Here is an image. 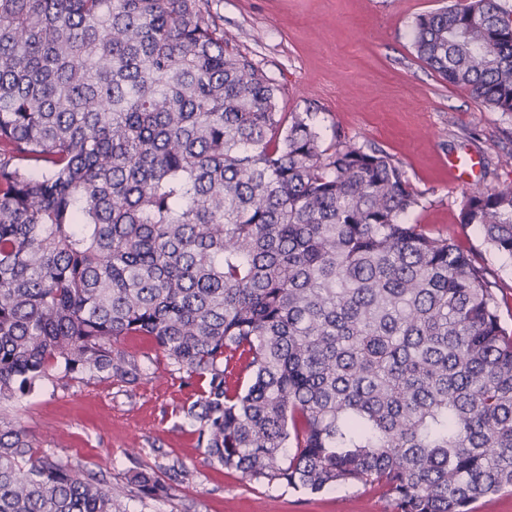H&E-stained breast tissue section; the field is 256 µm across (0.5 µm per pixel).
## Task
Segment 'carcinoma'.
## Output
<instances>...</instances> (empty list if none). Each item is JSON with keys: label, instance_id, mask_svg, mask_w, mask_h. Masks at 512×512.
<instances>
[{"label": "carcinoma", "instance_id": "obj_1", "mask_svg": "<svg viewBox=\"0 0 512 512\" xmlns=\"http://www.w3.org/2000/svg\"><path fill=\"white\" fill-rule=\"evenodd\" d=\"M417 59L512 114V4L449 0ZM384 150L321 147L209 0H0V402L54 375L187 387L206 458L260 484L377 486L395 512L512 488V333L495 285L404 218ZM459 221L512 258V185ZM144 498L170 486L138 471ZM0 418V512H116Z\"/></svg>", "mask_w": 512, "mask_h": 512}]
</instances>
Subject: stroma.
<instances>
[{
	"mask_svg": "<svg viewBox=\"0 0 512 512\" xmlns=\"http://www.w3.org/2000/svg\"><path fill=\"white\" fill-rule=\"evenodd\" d=\"M445 0H211L224 36L279 88L282 112L310 113L323 147L337 139L376 146L399 163L420 194L412 219L448 236L495 282L502 325L512 330V258L459 224L466 197L512 184V114L494 112L442 83L416 57L411 26ZM476 152L466 183L448 161ZM122 350L145 361L147 379L130 385L92 377L44 381L7 414L38 454L71 462L111 486L121 512H393L379 489L337 486L321 493L243 480L210 464L184 409L194 395L142 336ZM183 468L169 498L140 499L132 470Z\"/></svg>",
	"mask_w": 512,
	"mask_h": 512,
	"instance_id": "obj_1",
	"label": "stroma"
}]
</instances>
